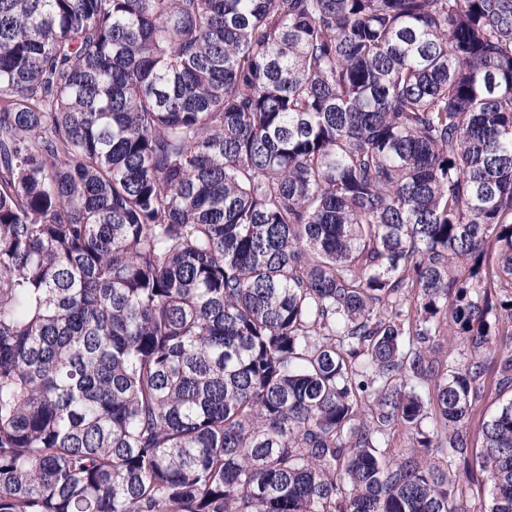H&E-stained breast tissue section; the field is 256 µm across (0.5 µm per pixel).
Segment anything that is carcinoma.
<instances>
[{"instance_id": "1", "label": "carcinoma", "mask_w": 512, "mask_h": 512, "mask_svg": "<svg viewBox=\"0 0 512 512\" xmlns=\"http://www.w3.org/2000/svg\"><path fill=\"white\" fill-rule=\"evenodd\" d=\"M477 472L512 512V0H0V512ZM502 398L495 391L489 390L480 402L478 410L471 416L468 428L471 444L480 446L482 442V427L486 421L499 407Z\"/></svg>"}]
</instances>
